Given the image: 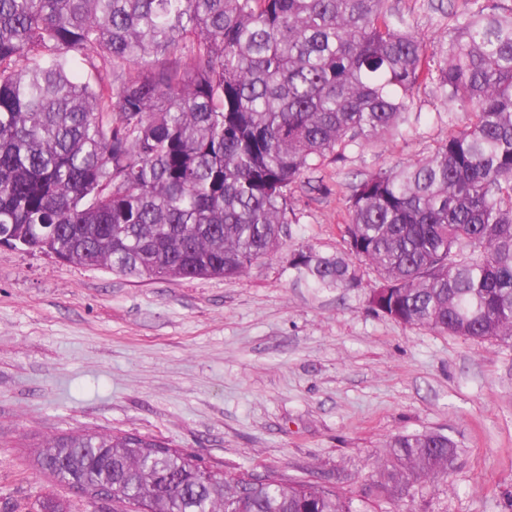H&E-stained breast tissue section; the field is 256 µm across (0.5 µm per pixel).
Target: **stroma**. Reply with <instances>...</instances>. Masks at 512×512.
I'll list each match as a JSON object with an SVG mask.
<instances>
[{"instance_id":"35a3bbf8","label":"stroma","mask_w":512,"mask_h":512,"mask_svg":"<svg viewBox=\"0 0 512 512\" xmlns=\"http://www.w3.org/2000/svg\"><path fill=\"white\" fill-rule=\"evenodd\" d=\"M436 45L450 0H391ZM468 113L432 85L402 133L326 160L295 192L291 237L240 278L132 281L0 245V512H114L42 471L40 447L136 432L232 471L319 478L368 512H512V342L409 328L348 291L295 282L289 253L343 249V197L367 170L428 155ZM439 431L445 480L393 502L372 483L387 440Z\"/></svg>"}]
</instances>
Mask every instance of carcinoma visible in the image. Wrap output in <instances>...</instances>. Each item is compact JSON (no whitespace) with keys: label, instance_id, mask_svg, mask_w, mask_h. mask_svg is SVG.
Instances as JSON below:
<instances>
[{"label":"carcinoma","instance_id":"carcinoma-1","mask_svg":"<svg viewBox=\"0 0 512 512\" xmlns=\"http://www.w3.org/2000/svg\"><path fill=\"white\" fill-rule=\"evenodd\" d=\"M428 50L388 0H0V243L139 278L233 280L273 256L296 189L399 133L437 88L471 121L348 188L343 252L293 250L316 288L377 277L405 327L512 340V6L465 0ZM438 431L387 444L375 495L447 476ZM41 469L135 512H366L339 488L206 472L133 432L46 442Z\"/></svg>","mask_w":512,"mask_h":512}]
</instances>
